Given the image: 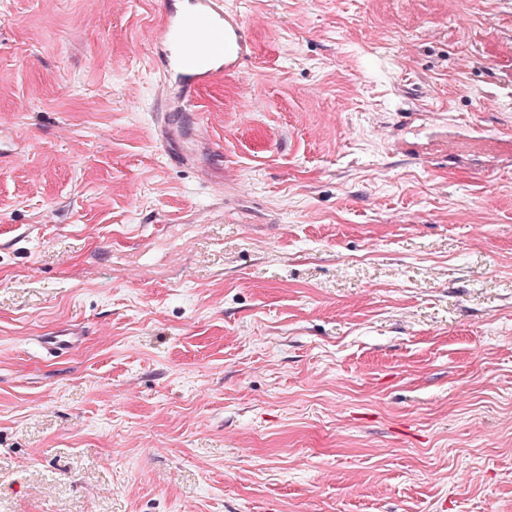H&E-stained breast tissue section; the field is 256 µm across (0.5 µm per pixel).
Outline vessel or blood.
Masks as SVG:
<instances>
[{
	"mask_svg": "<svg viewBox=\"0 0 512 512\" xmlns=\"http://www.w3.org/2000/svg\"><path fill=\"white\" fill-rule=\"evenodd\" d=\"M249 28L241 14L224 9V0H188V8L165 10L153 37V50L164 73L174 79L182 100L239 68L247 55ZM63 329L44 338L46 352L71 349L81 338Z\"/></svg>",
	"mask_w": 512,
	"mask_h": 512,
	"instance_id": "obj_1",
	"label": "vessel or blood"
}]
</instances>
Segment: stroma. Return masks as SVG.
I'll use <instances>...</instances> for the list:
<instances>
[{
	"label": "stroma",
	"mask_w": 512,
	"mask_h": 512,
	"mask_svg": "<svg viewBox=\"0 0 512 512\" xmlns=\"http://www.w3.org/2000/svg\"><path fill=\"white\" fill-rule=\"evenodd\" d=\"M175 2L0 0V512H512V0H224L178 162ZM184 12L165 9L153 37L164 75L177 83L182 101L240 67L248 55L249 28L223 0H187ZM81 336H85V331L62 329L56 336L44 338L42 348L48 353L67 351L80 340Z\"/></svg>",
	"instance_id": "obj_1"
}]
</instances>
